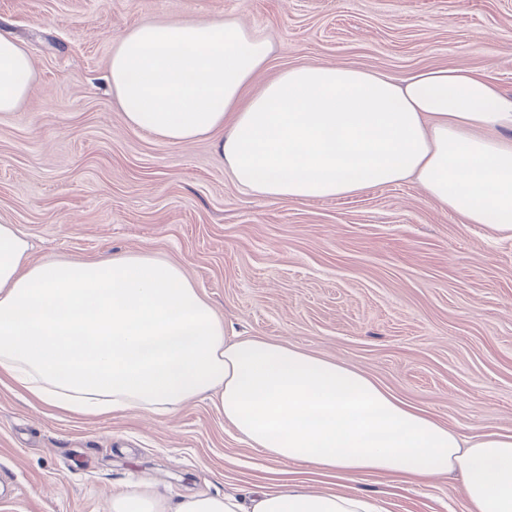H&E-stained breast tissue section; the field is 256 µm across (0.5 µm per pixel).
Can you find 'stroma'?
Returning a JSON list of instances; mask_svg holds the SVG:
<instances>
[{
  "instance_id": "obj_1",
  "label": "stroma",
  "mask_w": 512,
  "mask_h": 512,
  "mask_svg": "<svg viewBox=\"0 0 512 512\" xmlns=\"http://www.w3.org/2000/svg\"><path fill=\"white\" fill-rule=\"evenodd\" d=\"M234 18L269 41L254 87L320 62L402 78L475 70L512 94V0H0L35 72L0 112V224L32 258L157 256L180 265L230 336H267L359 370L442 424L512 430V239L416 182L297 202L238 186L212 138L176 145L127 125L106 81L112 41L147 22ZM306 477L225 423L175 414L71 418L0 381V512H112L146 481L171 498ZM343 492L387 512H465L458 479L359 475Z\"/></svg>"
}]
</instances>
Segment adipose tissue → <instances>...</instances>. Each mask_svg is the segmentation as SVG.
Returning <instances> with one entry per match:
<instances>
[{
    "label": "adipose tissue",
    "instance_id": "ef3b65f1",
    "mask_svg": "<svg viewBox=\"0 0 512 512\" xmlns=\"http://www.w3.org/2000/svg\"><path fill=\"white\" fill-rule=\"evenodd\" d=\"M269 45L235 20L152 22L112 43L107 81L126 123L172 144L219 134L239 186L278 199H334L412 178L463 219L512 238V95L475 71L397 79L291 67L251 92ZM27 51L0 30V112L28 97ZM74 416L174 413L215 397L254 448L340 479L457 473L466 512H512V432L465 435L362 373L268 338L230 340L183 269L148 255L35 262L0 224V379ZM112 512H386L358 493L275 479L248 502L170 500L143 484Z\"/></svg>",
    "mask_w": 512,
    "mask_h": 512
}]
</instances>
